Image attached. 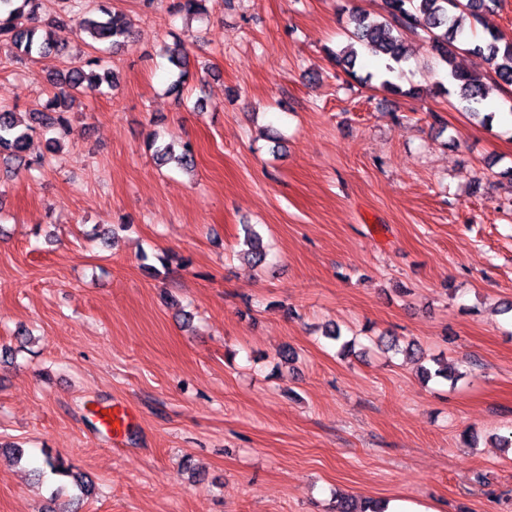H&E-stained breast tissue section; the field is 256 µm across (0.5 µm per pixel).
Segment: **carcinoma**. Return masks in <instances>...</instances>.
Wrapping results in <instances>:
<instances>
[{
  "mask_svg": "<svg viewBox=\"0 0 512 512\" xmlns=\"http://www.w3.org/2000/svg\"><path fill=\"white\" fill-rule=\"evenodd\" d=\"M205 0H173L172 8L188 16L205 11ZM382 14L375 17L363 11L350 15L353 30L351 43L333 55L336 66L350 75L354 71L357 58L356 44L367 47L385 61L388 73L396 72L407 56V48L402 33L413 32L424 35L430 50L449 67V77L456 88L463 109L476 116L483 112L488 97L486 75L456 67L453 63L456 43L464 35L463 19L470 16L475 20L487 11H494L500 0H382ZM67 12L52 21L54 25L73 23L91 40L89 47L98 50L96 44L109 43L116 49L121 39L129 34V25L125 16L110 9L105 0H65ZM41 0H0V52L16 60H32L37 56L56 49L48 30L40 28L37 16ZM468 52L482 56L492 66L496 83L512 87V41L503 39L494 31L488 36L470 42ZM169 63L179 70L178 77L171 84V91L182 92L187 76V49L174 41L166 48ZM112 84L116 77L109 70L107 61L97 55H89L80 64L57 75L53 79L56 92L44 112L31 113L32 124L24 125L16 119L15 109L0 104V155L8 154L16 159L23 158L29 146L31 134L37 128L53 130L62 136L69 132L70 120L67 112L61 110L71 97V91L92 92L102 83ZM148 147L154 150L156 160L161 164L170 162L183 168L194 165L195 155L191 143L158 141L153 137ZM245 254L259 265L265 261L266 249L261 236L249 225H244ZM421 376L429 381L440 377L456 382L462 373L451 366L436 363V369L424 367ZM336 512H385L381 504L372 500L356 508L352 501L342 498L336 504Z\"/></svg>",
  "mask_w": 512,
  "mask_h": 512,
  "instance_id": "cac0c4a2",
  "label": "carcinoma"
}]
</instances>
